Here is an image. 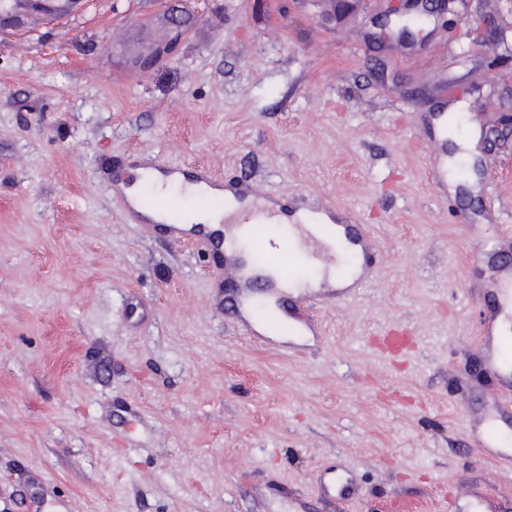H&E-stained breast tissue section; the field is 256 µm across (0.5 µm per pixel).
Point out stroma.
Instances as JSON below:
<instances>
[{
    "mask_svg": "<svg viewBox=\"0 0 512 512\" xmlns=\"http://www.w3.org/2000/svg\"><path fill=\"white\" fill-rule=\"evenodd\" d=\"M87 0L0 36V512H512L471 447L496 380L480 290L512 264V0H451L412 42L330 0ZM478 139L465 175L435 120ZM202 164L350 214L376 256L320 334L249 338L210 252L134 224V163ZM344 476L353 502L327 500ZM189 16L191 15L177 8H168L163 15V22L169 30L171 37L167 41L156 44L150 53L135 56L133 65L141 71H146L153 67L159 58L168 55L175 44L174 35L185 27L186 18Z\"/></svg>",
    "mask_w": 512,
    "mask_h": 512,
    "instance_id": "35a3bbf8",
    "label": "stroma"
}]
</instances>
